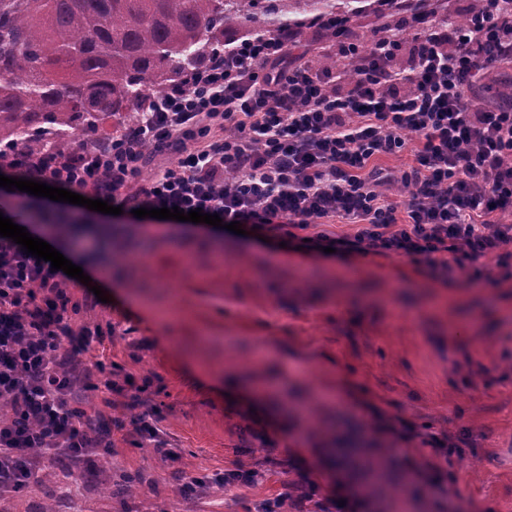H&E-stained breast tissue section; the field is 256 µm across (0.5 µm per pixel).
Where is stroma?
Segmentation results:
<instances>
[{"instance_id": "obj_1", "label": "stroma", "mask_w": 512, "mask_h": 512, "mask_svg": "<svg viewBox=\"0 0 512 512\" xmlns=\"http://www.w3.org/2000/svg\"><path fill=\"white\" fill-rule=\"evenodd\" d=\"M399 19L388 0H361L343 34L295 27L288 65L318 62L338 42L371 47ZM484 277L446 274L408 256H306L254 239L181 225L143 241L135 225L112 236L90 274L122 302L85 301L74 328L104 329L94 355L115 381L130 375L140 402L82 393L94 421L111 424L112 451L74 474L44 466L39 482L0 493V512H261L308 474L317 497L337 492L358 512H512V279L494 259ZM271 393V406L252 403ZM158 441L135 430L140 417ZM450 442L448 477L428 493L413 468L422 441ZM366 449L380 480H348L334 449ZM143 475L142 489L109 493L90 475ZM259 470L253 485L209 478ZM204 480L193 496L180 476Z\"/></svg>"}]
</instances>
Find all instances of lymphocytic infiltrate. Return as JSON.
I'll use <instances>...</instances> for the list:
<instances>
[{"instance_id":"lymphocytic-infiltrate-1","label":"lymphocytic infiltrate","mask_w":512,"mask_h":512,"mask_svg":"<svg viewBox=\"0 0 512 512\" xmlns=\"http://www.w3.org/2000/svg\"><path fill=\"white\" fill-rule=\"evenodd\" d=\"M291 36L262 30L204 52L183 80L147 95L118 136L69 145L53 136L36 153L0 145V174L107 201L127 220L140 207L199 208L310 254L507 267L512 105L482 106L476 90L488 65L512 62V0H480L461 24L429 9L401 17L368 54L343 44L326 68L280 69ZM149 147L179 159L145 181ZM408 149L413 163L400 178L376 167ZM395 180L412 193L403 221L384 193ZM24 198L0 187V214L75 265L99 252L97 235L77 229L85 207L43 197L34 224L18 206ZM336 218L355 233H311ZM72 282L0 237V490L30 484L44 457L70 469L112 449L73 404L78 391L117 386L103 361L87 358L91 330L71 324Z\"/></svg>"}]
</instances>
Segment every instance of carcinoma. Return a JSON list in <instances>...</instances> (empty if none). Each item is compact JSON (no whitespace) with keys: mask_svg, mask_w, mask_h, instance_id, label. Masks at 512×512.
I'll return each mask as SVG.
<instances>
[{"mask_svg":"<svg viewBox=\"0 0 512 512\" xmlns=\"http://www.w3.org/2000/svg\"><path fill=\"white\" fill-rule=\"evenodd\" d=\"M299 14L340 21L336 0H0V132L36 148L45 130L121 118L225 28Z\"/></svg>","mask_w":512,"mask_h":512,"instance_id":"cac0c4a2","label":"carcinoma"}]
</instances>
